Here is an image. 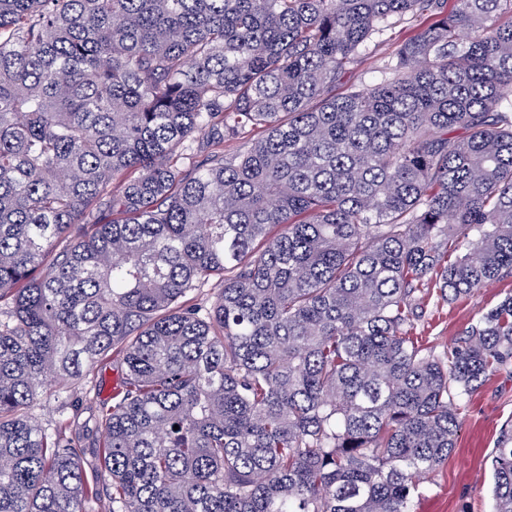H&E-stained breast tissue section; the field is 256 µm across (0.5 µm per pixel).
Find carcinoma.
<instances>
[{
    "label": "carcinoma",
    "instance_id": "1",
    "mask_svg": "<svg viewBox=\"0 0 512 512\" xmlns=\"http://www.w3.org/2000/svg\"><path fill=\"white\" fill-rule=\"evenodd\" d=\"M505 272L512 0H0V512H413L512 365V293L443 354L424 298ZM111 353L90 480L28 410ZM491 468L512 512V424ZM422 21L392 20L383 31L373 35L366 51L356 57L344 78L336 85V93L352 85H372L381 82L385 65L392 61L398 46Z\"/></svg>",
    "mask_w": 512,
    "mask_h": 512
}]
</instances>
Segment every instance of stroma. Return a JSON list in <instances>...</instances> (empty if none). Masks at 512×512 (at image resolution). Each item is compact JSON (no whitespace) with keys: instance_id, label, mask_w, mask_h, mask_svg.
I'll list each match as a JSON object with an SVG mask.
<instances>
[{"instance_id":"stroma-1","label":"stroma","mask_w":512,"mask_h":512,"mask_svg":"<svg viewBox=\"0 0 512 512\" xmlns=\"http://www.w3.org/2000/svg\"><path fill=\"white\" fill-rule=\"evenodd\" d=\"M414 28L412 22L395 20L373 35L366 51L356 57L337 84V91L381 82L386 64ZM510 292L512 274L449 303L430 299L415 334L435 352L449 350L471 322ZM121 379L119 361L107 357L73 385L68 399L58 398L52 390L41 392L32 416L43 428H62L64 435L80 446L84 461L93 462L103 442L95 418L100 405L111 402ZM457 406L460 429L456 447L447 461L422 480L413 512H492L490 460L502 427L512 421V372L490 375Z\"/></svg>"}]
</instances>
